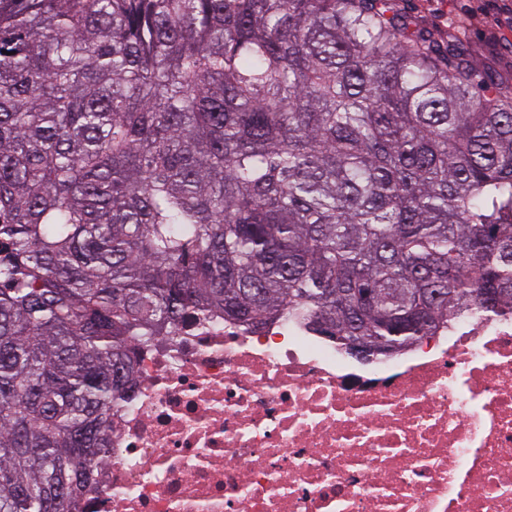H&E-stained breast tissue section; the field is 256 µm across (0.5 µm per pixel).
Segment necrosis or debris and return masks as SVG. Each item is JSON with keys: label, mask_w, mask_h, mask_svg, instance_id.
<instances>
[{"label": "necrosis or debris", "mask_w": 512, "mask_h": 512, "mask_svg": "<svg viewBox=\"0 0 512 512\" xmlns=\"http://www.w3.org/2000/svg\"><path fill=\"white\" fill-rule=\"evenodd\" d=\"M77 512H512V313L361 362L285 318L135 342Z\"/></svg>", "instance_id": "1"}]
</instances>
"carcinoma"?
Returning a JSON list of instances; mask_svg holds the SVG:
<instances>
[{
  "mask_svg": "<svg viewBox=\"0 0 512 512\" xmlns=\"http://www.w3.org/2000/svg\"><path fill=\"white\" fill-rule=\"evenodd\" d=\"M512 311V87L396 0H0V512H74L148 339Z\"/></svg>",
  "mask_w": 512,
  "mask_h": 512,
  "instance_id": "carcinoma-1",
  "label": "carcinoma"
}]
</instances>
